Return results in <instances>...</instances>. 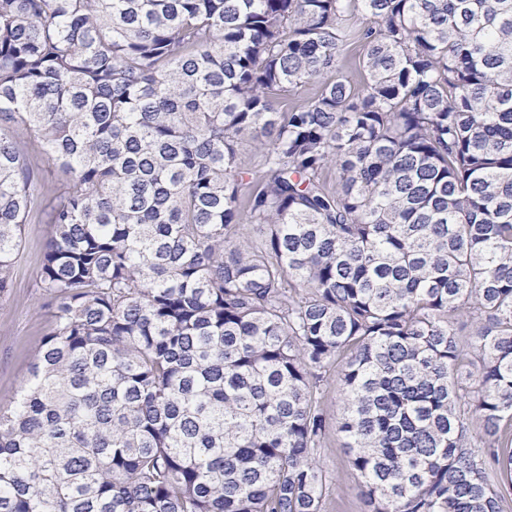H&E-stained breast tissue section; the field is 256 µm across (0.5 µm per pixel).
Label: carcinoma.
<instances>
[{
  "label": "carcinoma",
  "instance_id": "1",
  "mask_svg": "<svg viewBox=\"0 0 512 512\" xmlns=\"http://www.w3.org/2000/svg\"><path fill=\"white\" fill-rule=\"evenodd\" d=\"M2 121L0 297L36 214L53 320L0 512H322L339 365L368 512H504L512 0H0ZM362 49L357 44L350 47L345 58L339 63L340 71L349 76L352 80L360 82L363 79V71L361 68Z\"/></svg>",
  "mask_w": 512,
  "mask_h": 512
}]
</instances>
